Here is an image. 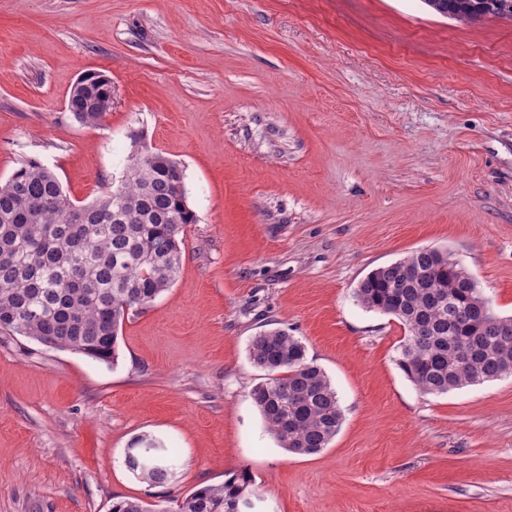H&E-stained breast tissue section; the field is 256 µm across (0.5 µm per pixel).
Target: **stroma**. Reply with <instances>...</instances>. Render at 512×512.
Returning <instances> with one entry per match:
<instances>
[{"label": "stroma", "instance_id": "1", "mask_svg": "<svg viewBox=\"0 0 512 512\" xmlns=\"http://www.w3.org/2000/svg\"><path fill=\"white\" fill-rule=\"evenodd\" d=\"M99 72L98 125L65 108ZM184 172L174 285L132 314L107 366L0 330V512L161 508L249 472L251 512H512V375L443 395L396 363L404 335L354 290L447 250L512 315V21L423 0H0V182L29 160L72 200L135 152ZM287 329L342 425L281 448L251 399L254 336ZM139 437L175 449L133 475ZM125 464L130 471L141 479L154 485L165 484L172 475V467L165 464H160L156 468H143L138 457L130 451L125 456Z\"/></svg>", "mask_w": 512, "mask_h": 512}]
</instances>
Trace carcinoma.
Segmentation results:
<instances>
[{"mask_svg":"<svg viewBox=\"0 0 512 512\" xmlns=\"http://www.w3.org/2000/svg\"><path fill=\"white\" fill-rule=\"evenodd\" d=\"M424 2L462 21L512 20V0ZM108 92L106 83L87 79L83 92L67 101L73 118L102 122ZM185 194L182 168L159 151L137 153L118 185L80 208L53 171L37 161L22 164L0 183V329L113 363L125 321L178 276L184 229L196 222ZM355 296L403 325L397 365L421 392L446 394L512 375V317L492 310L448 252L421 249L379 267ZM250 357L267 372L251 397L268 431L291 453H320L343 419L326 374L283 328L254 337ZM125 464L154 485L172 475L171 466L144 468L130 452ZM251 485L248 473L233 474L163 512H240ZM112 512L152 510L126 499L113 503Z\"/></svg>","mask_w":512,"mask_h":512,"instance_id":"cac0c4a2","label":"carcinoma"}]
</instances>
